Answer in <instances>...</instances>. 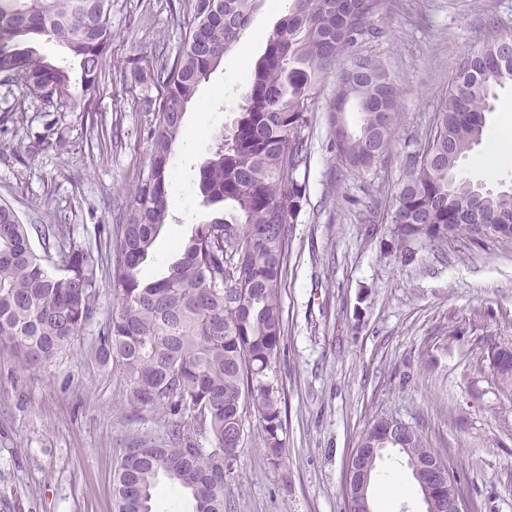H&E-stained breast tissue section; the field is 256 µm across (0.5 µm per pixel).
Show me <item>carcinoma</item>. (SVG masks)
Returning a JSON list of instances; mask_svg holds the SVG:
<instances>
[{"mask_svg": "<svg viewBox=\"0 0 512 512\" xmlns=\"http://www.w3.org/2000/svg\"><path fill=\"white\" fill-rule=\"evenodd\" d=\"M261 2L187 0L189 33L173 61L161 59L153 74L159 93L151 103L149 169L107 256L117 305L101 354L128 380L131 409L161 410L172 421L168 443L125 449L114 487L119 512H152L163 485L189 495L193 512H225L224 478L213 471L219 462H236L250 408L269 459L282 463L281 397L270 377L283 338L280 284L291 225L307 200L302 175L311 158L312 112L331 69L340 67L327 107L339 164L364 177L390 147L397 88L381 61L353 52L376 34L372 22L385 0H290L255 64L231 133L217 134L220 144L199 171L204 201L229 205L232 221L194 225L165 276L140 277L168 217L172 146L187 105ZM34 36L63 45L79 61L81 96L93 100L112 44V0H0V79L24 90L11 111H24L28 99L67 109L76 99L69 70L29 46ZM509 44L511 31L489 27L456 70L423 148L406 157L391 236L408 255L416 242L512 240V189L494 193L456 175L459 160L482 143L495 89L512 84ZM349 112L358 114L354 127ZM100 262L101 254L61 226L24 224L1 202L0 345L12 347L24 366L51 361L95 312ZM497 351L498 378L512 390V348ZM195 411L208 449L186 441L175 421ZM383 435L377 420L362 443L378 446Z\"/></svg>", "mask_w": 512, "mask_h": 512, "instance_id": "cac0c4a2", "label": "carcinoma"}]
</instances>
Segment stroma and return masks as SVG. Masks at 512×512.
I'll use <instances>...</instances> for the list:
<instances>
[{
	"label": "stroma",
	"mask_w": 512,
	"mask_h": 512,
	"mask_svg": "<svg viewBox=\"0 0 512 512\" xmlns=\"http://www.w3.org/2000/svg\"><path fill=\"white\" fill-rule=\"evenodd\" d=\"M383 34L361 53L381 60L399 91L390 155L360 178L330 149L327 102L316 104L307 201L295 224L281 284L284 336L273 378L281 392L284 461L273 465L259 420L224 474L226 512H348V458L366 429L393 417L412 426L446 463L467 512H512V391L488 358L512 347V241L486 237L457 250L416 247L405 258L390 237L408 154L463 56L488 24L512 31V0H386ZM263 0L184 116L171 165L168 218L146 277L164 276L193 224L210 213L199 170L230 125L266 39L283 18ZM191 24L179 0H112V44L90 112L34 102L7 111L21 90L0 84V201L26 224H60L94 249L97 226L122 223L149 169L148 132L159 54L175 56ZM102 130H95L94 122ZM56 151L31 155L40 135ZM512 138V85L497 89L484 140ZM372 210L374 225L360 214ZM116 298L101 286L83 332L48 363L22 367L0 347V512H117L112 483L126 448L166 441L168 419L132 411L121 370L103 362L99 334ZM377 475H398L402 496L373 493V512H425L404 459L388 450Z\"/></svg>",
	"instance_id": "1"
}]
</instances>
